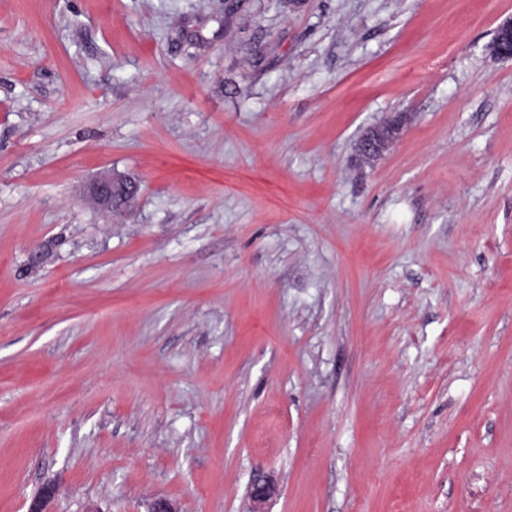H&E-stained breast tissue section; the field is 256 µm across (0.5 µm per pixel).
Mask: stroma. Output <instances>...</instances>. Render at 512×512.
Here are the masks:
<instances>
[{
	"label": "stroma",
	"instance_id": "obj_1",
	"mask_svg": "<svg viewBox=\"0 0 512 512\" xmlns=\"http://www.w3.org/2000/svg\"><path fill=\"white\" fill-rule=\"evenodd\" d=\"M509 17L0 0V512H512ZM489 50L497 60H512V18L498 26ZM409 119L405 112L392 115L363 137L358 144L359 152L367 158L380 156L399 137ZM122 183L112 181V178L103 179L95 183L91 189L92 195L98 201L100 206L107 212L112 213V209L117 207V198L114 193ZM279 489L271 475L257 474L249 487V498L253 503L250 512H271L268 505L278 495Z\"/></svg>",
	"mask_w": 512,
	"mask_h": 512
}]
</instances>
